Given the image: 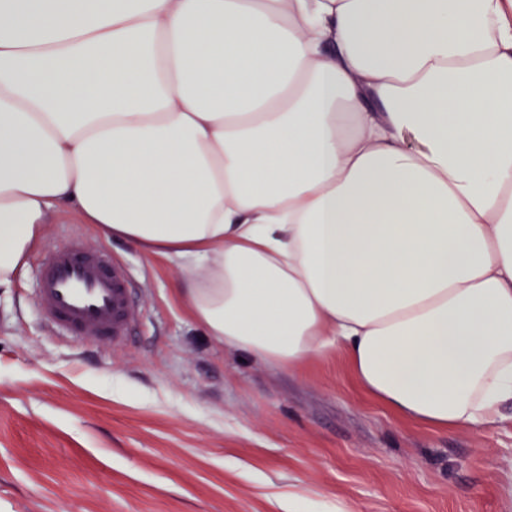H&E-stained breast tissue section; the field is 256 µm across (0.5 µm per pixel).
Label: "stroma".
<instances>
[{
	"mask_svg": "<svg viewBox=\"0 0 512 512\" xmlns=\"http://www.w3.org/2000/svg\"><path fill=\"white\" fill-rule=\"evenodd\" d=\"M126 264V344L51 331L35 302L52 247ZM164 257L50 213L0 289V512H512V406L477 430L415 424L364 395L344 354L293 371L206 336Z\"/></svg>",
	"mask_w": 512,
	"mask_h": 512,
	"instance_id": "1",
	"label": "stroma"
}]
</instances>
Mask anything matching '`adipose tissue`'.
Wrapping results in <instances>:
<instances>
[{"instance_id":"1","label":"adipose tissue","mask_w":512,"mask_h":512,"mask_svg":"<svg viewBox=\"0 0 512 512\" xmlns=\"http://www.w3.org/2000/svg\"><path fill=\"white\" fill-rule=\"evenodd\" d=\"M207 336L441 430L512 402V0H0V288L51 209Z\"/></svg>"}]
</instances>
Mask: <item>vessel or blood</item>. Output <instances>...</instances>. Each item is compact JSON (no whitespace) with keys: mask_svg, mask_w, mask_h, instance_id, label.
Segmentation results:
<instances>
[{"mask_svg":"<svg viewBox=\"0 0 512 512\" xmlns=\"http://www.w3.org/2000/svg\"><path fill=\"white\" fill-rule=\"evenodd\" d=\"M126 265L79 242L55 249L42 266L36 304L61 332L123 343L137 320Z\"/></svg>","mask_w":512,"mask_h":512,"instance_id":"vessel-or-blood-1","label":"vessel or blood"}]
</instances>
